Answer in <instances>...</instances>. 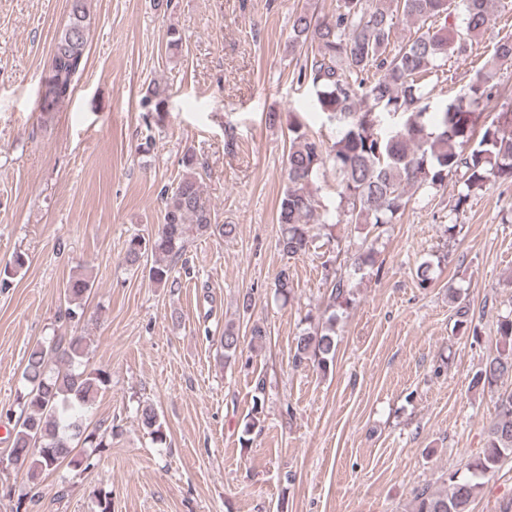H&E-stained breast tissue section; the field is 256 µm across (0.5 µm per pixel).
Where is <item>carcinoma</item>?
Listing matches in <instances>:
<instances>
[{
    "instance_id": "obj_1",
    "label": "carcinoma",
    "mask_w": 512,
    "mask_h": 512,
    "mask_svg": "<svg viewBox=\"0 0 512 512\" xmlns=\"http://www.w3.org/2000/svg\"><path fill=\"white\" fill-rule=\"evenodd\" d=\"M493 0H337L336 12L322 19L308 11L294 15L290 46L302 52L305 65L298 81L315 90L322 114L341 125L336 141L325 149L309 137L302 123L289 124L287 183L278 206L280 251L288 259L310 248V225L320 207L314 185L331 163L340 202L347 204L356 223L378 228L405 211L410 190L430 192L458 178L460 189L453 205L458 212L481 192L490 178L512 179V111L475 136L483 112L497 106L494 88L501 67L512 63V35L500 38L469 85V96L455 98L442 108L427 111L424 87L446 66L448 58L469 57L476 39L492 21ZM68 20L54 37L47 70L51 81L41 95V110L53 112L73 93L76 79L87 65L86 47L92 25L88 0H67ZM417 25L399 48H391L401 21ZM401 115L397 129H381L385 117ZM185 174L162 193V223L149 237L136 234L126 243L124 261L138 265L153 258L149 279L167 286L175 263L182 257L187 233L229 236L232 224L216 223V215L203 196L194 155L183 160ZM27 264L17 253L0 267V290L12 288ZM93 281L72 276L64 286V317L79 320L81 304ZM277 294L293 288L289 268L274 280ZM332 307L349 304L344 280L334 282ZM336 313L325 324L302 329L295 338L294 364L313 362L329 366L336 354ZM224 362L236 359L240 337L232 328L221 338ZM87 342L82 336H54L37 343L28 353L23 370L25 392L15 419L6 464L29 470L53 469L62 463L76 471L93 466L96 451L109 446L107 430L89 429L83 422L97 397L107 388L110 375L83 365ZM512 377V314L497 324L496 354L488 357L472 378V387L491 388ZM137 414L153 441L163 445L167 435L160 415L150 404ZM488 445L481 455L464 464L466 473L448 475V488L417 490L413 512H471L481 479L500 469L512 457V391L498 395L496 414L488 428Z\"/></svg>"
}]
</instances>
